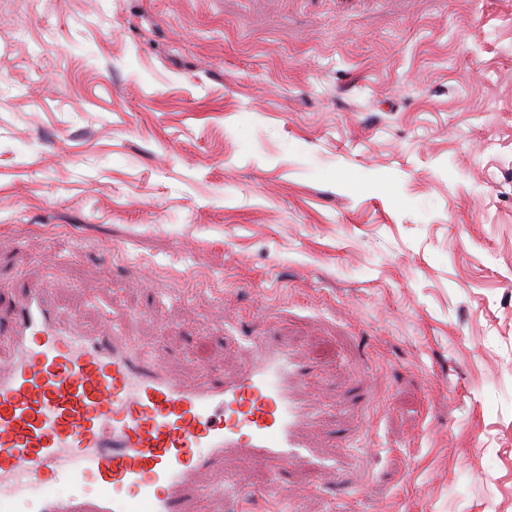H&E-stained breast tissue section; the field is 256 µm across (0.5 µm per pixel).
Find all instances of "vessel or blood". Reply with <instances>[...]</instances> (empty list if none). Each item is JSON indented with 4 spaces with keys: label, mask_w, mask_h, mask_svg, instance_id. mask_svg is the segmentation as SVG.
Masks as SVG:
<instances>
[{
    "label": "vessel or blood",
    "mask_w": 512,
    "mask_h": 512,
    "mask_svg": "<svg viewBox=\"0 0 512 512\" xmlns=\"http://www.w3.org/2000/svg\"><path fill=\"white\" fill-rule=\"evenodd\" d=\"M124 315L92 333L50 289L27 286L0 329V512H189L195 495L246 490L206 482L227 454L251 465L302 456L305 367L258 337L234 378L205 364L188 380L124 335ZM65 493L49 492L53 479Z\"/></svg>",
    "instance_id": "vessel-or-blood-1"
}]
</instances>
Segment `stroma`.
<instances>
[{"label": "stroma", "mask_w": 512, "mask_h": 512, "mask_svg": "<svg viewBox=\"0 0 512 512\" xmlns=\"http://www.w3.org/2000/svg\"><path fill=\"white\" fill-rule=\"evenodd\" d=\"M182 376L305 360L190 512H512V0H0V298Z\"/></svg>", "instance_id": "35a3bbf8"}]
</instances>
